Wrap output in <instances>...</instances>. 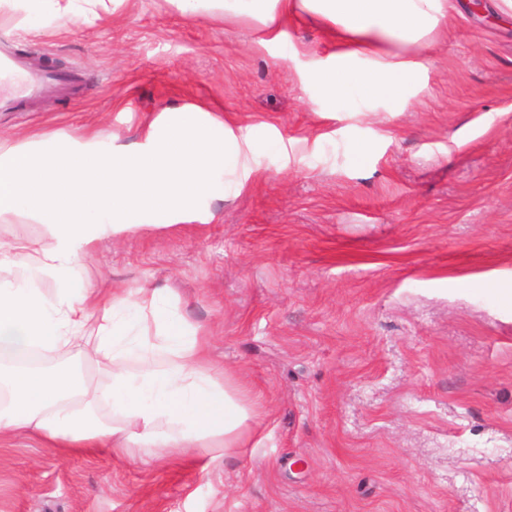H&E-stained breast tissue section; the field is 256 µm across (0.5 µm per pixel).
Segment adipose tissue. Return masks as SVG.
<instances>
[{
	"mask_svg": "<svg viewBox=\"0 0 512 512\" xmlns=\"http://www.w3.org/2000/svg\"><path fill=\"white\" fill-rule=\"evenodd\" d=\"M123 0H0L21 23L58 29L99 18ZM453 0H170L182 15L251 20L268 40L289 21H308L335 45L315 79L333 107L351 101L399 106L421 83L418 55L448 26ZM142 142L115 148L96 133L31 135L0 144V221L45 225L51 245L40 272L54 285L0 282V351L64 346L81 359L69 370L0 378V435H38L66 454L147 449L162 459L199 448H237L254 411L233 373L208 359L210 335L187 329L158 288L130 296L72 289L77 262L102 238L146 224L193 222L200 199L241 190L260 131L235 133L206 109L185 105L149 123ZM106 375L88 386L83 370Z\"/></svg>",
	"mask_w": 512,
	"mask_h": 512,
	"instance_id": "ef3b65f1",
	"label": "adipose tissue"
}]
</instances>
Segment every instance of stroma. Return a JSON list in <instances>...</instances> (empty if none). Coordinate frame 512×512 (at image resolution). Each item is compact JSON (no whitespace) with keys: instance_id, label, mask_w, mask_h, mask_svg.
<instances>
[{"instance_id":"1","label":"stroma","mask_w":512,"mask_h":512,"mask_svg":"<svg viewBox=\"0 0 512 512\" xmlns=\"http://www.w3.org/2000/svg\"><path fill=\"white\" fill-rule=\"evenodd\" d=\"M484 3L455 0L399 112L325 111L313 74L333 48L307 24L264 43L168 0L60 32L0 23L1 49L76 76L20 102L0 88V143L91 130L121 146L199 102L284 142L197 221L99 241L71 283L147 284L210 328L254 408L245 447L149 467L141 448L64 457L1 436L0 512H512V20ZM18 239L34 248L0 282L48 288L46 227L0 222Z\"/></svg>"}]
</instances>
